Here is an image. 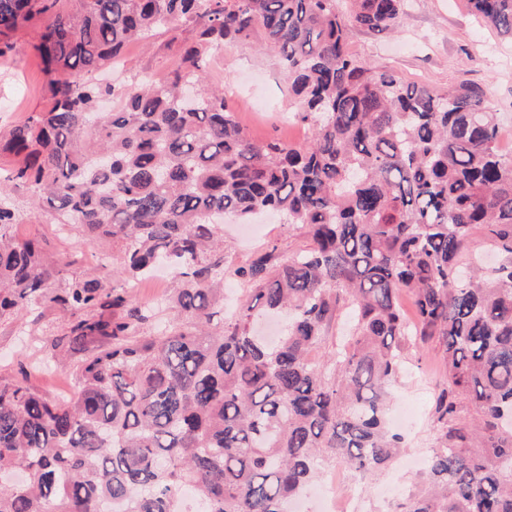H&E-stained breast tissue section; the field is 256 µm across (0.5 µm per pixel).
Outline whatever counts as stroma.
<instances>
[{
    "mask_svg": "<svg viewBox=\"0 0 512 512\" xmlns=\"http://www.w3.org/2000/svg\"><path fill=\"white\" fill-rule=\"evenodd\" d=\"M35 36V31L23 32L18 52L0 58L1 130H8L42 103L43 75L38 58L28 47ZM350 50L374 67L392 70L402 79L434 91L462 84L480 88L500 116L499 141L512 140V41L502 39L478 19L468 0H408L398 31L353 29ZM174 53L165 33L147 46H129L123 64L113 69L109 80L120 83L132 70L163 74ZM207 75L210 83L223 87L238 109L241 125L255 141L299 143L308 138V129L293 118L295 100L281 59L263 48L260 35L222 49L209 64ZM17 233L45 239L48 252L72 260L77 272L98 267V257L112 255L109 243L74 235L61 238L49 224H21ZM224 238L226 261L232 268L245 265L259 251L276 249L285 260L307 245L302 234L274 218L251 228L225 224ZM67 323V316L57 311L46 312L39 320L23 314L0 321V375H18L20 365L25 364L32 368V384L43 393L53 397L69 393V371L81 364L82 354L69 357L64 367L47 369L42 365L39 344L41 338L62 335ZM444 377L440 352L425 348L408 353L403 382L392 401L393 407L407 408L412 416L411 425L403 431L405 451L375 479L363 480L350 489L352 495L366 499L368 512H396L398 503L412 490L421 464L435 444L432 408L435 387Z\"/></svg>",
    "mask_w": 512,
    "mask_h": 512,
    "instance_id": "stroma-1",
    "label": "stroma"
}]
</instances>
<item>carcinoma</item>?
Wrapping results in <instances>:
<instances>
[{"instance_id": "obj_1", "label": "carcinoma", "mask_w": 512, "mask_h": 512, "mask_svg": "<svg viewBox=\"0 0 512 512\" xmlns=\"http://www.w3.org/2000/svg\"><path fill=\"white\" fill-rule=\"evenodd\" d=\"M512 39V0H468ZM407 0H0V57L37 30L43 107L0 132V321L60 310L64 353L98 351L52 399L0 376V512H289L326 462L388 469L386 425L405 347L439 348L436 444L400 512H512V156L482 91L435 93L348 50L355 27L392 32ZM182 29L163 78L99 82L131 43ZM261 30L285 61L305 143L253 142L203 86L212 54ZM29 195L25 213L12 195ZM279 212L309 240L226 271L224 215ZM112 242L120 278L76 273L16 226ZM499 260L461 261L474 228ZM166 266L171 317L129 283ZM252 286L232 313L224 282ZM413 297L415 322L399 299ZM336 350L316 354L342 313ZM260 316L286 320L273 344ZM469 423H457L463 405Z\"/></svg>"}]
</instances>
